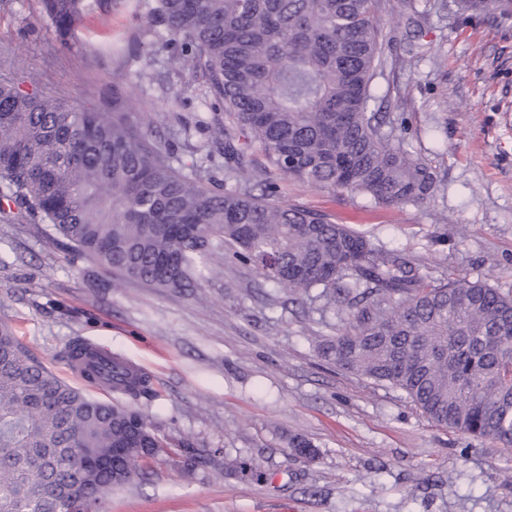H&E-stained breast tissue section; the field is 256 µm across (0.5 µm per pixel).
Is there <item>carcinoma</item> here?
I'll list each match as a JSON object with an SVG mask.
<instances>
[{
    "mask_svg": "<svg viewBox=\"0 0 512 512\" xmlns=\"http://www.w3.org/2000/svg\"><path fill=\"white\" fill-rule=\"evenodd\" d=\"M66 33L85 0H40ZM512 17V0H453ZM381 0H156L175 63L205 77L224 107L209 149L236 185L185 174L147 112L77 110L0 78V199L52 227L60 243L121 278L200 287L229 246L274 285L347 301L349 325L321 346L337 367L405 392L438 426L512 448V295L480 280L428 279L328 215L275 202V175L424 203L431 168L368 111L382 63ZM266 159L262 170L253 156ZM258 181L262 194L247 185ZM105 403L67 384L0 325V512H96L79 489L129 483L136 462L171 442L138 407L150 377H117Z\"/></svg>",
    "mask_w": 512,
    "mask_h": 512,
    "instance_id": "1",
    "label": "carcinoma"
}]
</instances>
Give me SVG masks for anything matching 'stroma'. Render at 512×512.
<instances>
[{"label":"stroma","instance_id":"stroma-1","mask_svg":"<svg viewBox=\"0 0 512 512\" xmlns=\"http://www.w3.org/2000/svg\"><path fill=\"white\" fill-rule=\"evenodd\" d=\"M384 64L371 111L432 168L422 205L385 206L278 176L277 200L324 212L435 282L464 275L512 292V18L460 14L446 0H384ZM163 27L127 0H91L68 38L39 0H0V75L67 104L151 113L162 139L204 178L223 107L172 61ZM199 288L166 291L68 261L44 224L0 214V323L58 375L76 337L151 377L143 410L159 434L203 452L142 466L100 512H512V449L430 422L401 390L336 368L321 340L348 307L267 282L230 251ZM315 458L293 452L295 440Z\"/></svg>","mask_w":512,"mask_h":512}]
</instances>
